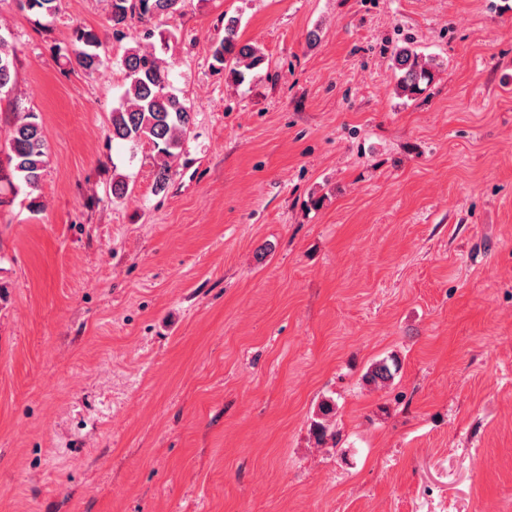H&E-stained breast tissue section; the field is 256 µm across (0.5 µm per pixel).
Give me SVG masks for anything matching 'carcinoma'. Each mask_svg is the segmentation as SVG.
Instances as JSON below:
<instances>
[{"label": "carcinoma", "mask_w": 512, "mask_h": 512, "mask_svg": "<svg viewBox=\"0 0 512 512\" xmlns=\"http://www.w3.org/2000/svg\"><path fill=\"white\" fill-rule=\"evenodd\" d=\"M183 0H111L108 22L112 34L131 42L122 59L127 87L119 104L112 108V139L131 146L147 139L157 154L171 157L182 147L183 138L192 122L189 107L170 91L169 65L155 51L143 46L154 37V32L142 34L129 31L134 18L140 20L162 19L177 13ZM20 7L44 18L54 17L60 10L61 0H19ZM239 19L224 20V37L212 47V58L228 71L231 78L243 82L246 72L264 62V55L253 45L238 36ZM102 42L91 30H75L71 56L68 62L80 69L95 73L104 64L99 49ZM397 71V90L407 97L425 90L433 78L436 63L420 56L409 47L394 53ZM15 75V53L6 37L0 35V92L8 88ZM48 147L42 128L35 114L14 124L8 154L11 176L28 188H39L47 166ZM396 363L382 360L373 365L370 380L387 381L393 378Z\"/></svg>", "instance_id": "carcinoma-1"}]
</instances>
